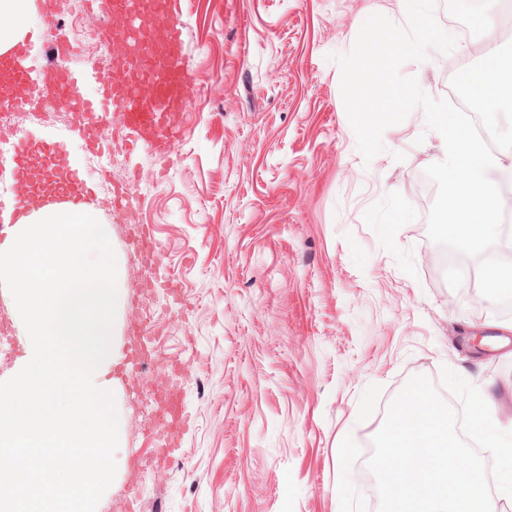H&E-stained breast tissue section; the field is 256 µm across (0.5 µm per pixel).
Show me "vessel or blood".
Returning a JSON list of instances; mask_svg holds the SVG:
<instances>
[{
    "label": "vessel or blood",
    "instance_id": "1",
    "mask_svg": "<svg viewBox=\"0 0 512 512\" xmlns=\"http://www.w3.org/2000/svg\"><path fill=\"white\" fill-rule=\"evenodd\" d=\"M151 17L139 28L106 21L99 30L101 40L116 44L133 42L131 58L116 64L110 79L102 82L100 100H85L75 78L58 66H48L41 94L64 95L74 108L79 124L96 125L104 137L95 150H111L114 138H122L133 149L146 148L161 157L170 156L182 138L181 113L195 91L194 79L184 57V30L180 21L182 0H140ZM8 74L12 89L0 91V110L35 107L24 69L0 61V75ZM137 245L150 251L148 262L155 287L168 296L180 295L177 280L164 263V248L151 225H142Z\"/></svg>",
    "mask_w": 512,
    "mask_h": 512
}]
</instances>
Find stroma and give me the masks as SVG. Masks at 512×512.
Masks as SVG:
<instances>
[{"label":"stroma","instance_id":"35a3bbf8","mask_svg":"<svg viewBox=\"0 0 512 512\" xmlns=\"http://www.w3.org/2000/svg\"><path fill=\"white\" fill-rule=\"evenodd\" d=\"M507 6L441 0L442 28L488 12L494 37L429 49L401 74L447 98L446 60L462 69L512 41ZM51 9L29 19L31 82L62 38L81 94L96 98L113 68L112 55L87 54L101 9L87 0H52ZM182 10L199 89L183 111L184 137L168 161L113 148L112 181L138 170L141 203L97 214L123 258L127 305L112 366L124 443L96 512H378L372 440L411 376H427L457 410L441 380L450 368L512 431V308L478 297L477 278L443 266L428 237L436 194L422 180L444 158L440 138L416 109L364 161L343 102L336 55L352 48L362 13L402 24L397 0H184ZM73 124L57 109L28 117L22 135L56 139L77 199L98 176L90 139ZM141 224L164 241L181 303L148 288L129 245ZM140 320L155 354L131 369ZM19 341L11 300L0 299V376ZM177 368L191 425L176 455L157 459L143 435L161 420L148 392ZM135 452L151 457L149 469L132 466Z\"/></svg>","mask_w":512,"mask_h":512}]
</instances>
